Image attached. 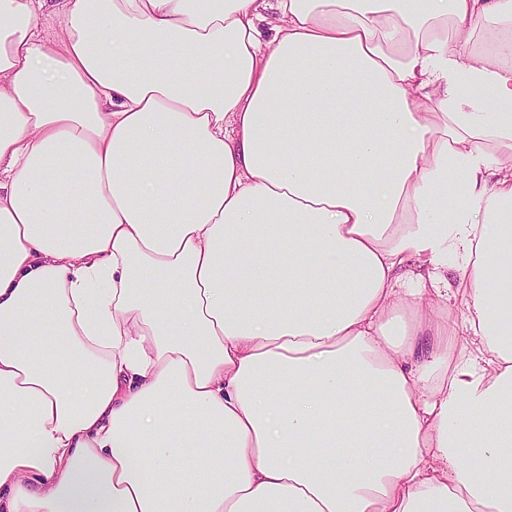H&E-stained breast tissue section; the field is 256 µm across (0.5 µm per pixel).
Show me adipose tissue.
Here are the masks:
<instances>
[{
  "label": "adipose tissue",
  "instance_id": "adipose-tissue-1",
  "mask_svg": "<svg viewBox=\"0 0 512 512\" xmlns=\"http://www.w3.org/2000/svg\"><path fill=\"white\" fill-rule=\"evenodd\" d=\"M0 512H512V0H0ZM37 31L43 39L52 43L59 39L62 33L59 17L51 8H45L44 12L38 16Z\"/></svg>",
  "mask_w": 512,
  "mask_h": 512
}]
</instances>
